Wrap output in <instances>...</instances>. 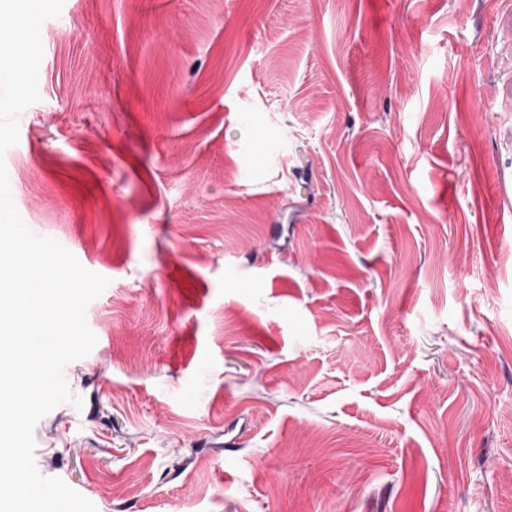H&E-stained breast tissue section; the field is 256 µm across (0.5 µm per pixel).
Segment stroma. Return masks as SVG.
<instances>
[{"instance_id": "1", "label": "stroma", "mask_w": 512, "mask_h": 512, "mask_svg": "<svg viewBox=\"0 0 512 512\" xmlns=\"http://www.w3.org/2000/svg\"><path fill=\"white\" fill-rule=\"evenodd\" d=\"M4 160L109 278L40 475L96 512L512 505V0H64Z\"/></svg>"}]
</instances>
